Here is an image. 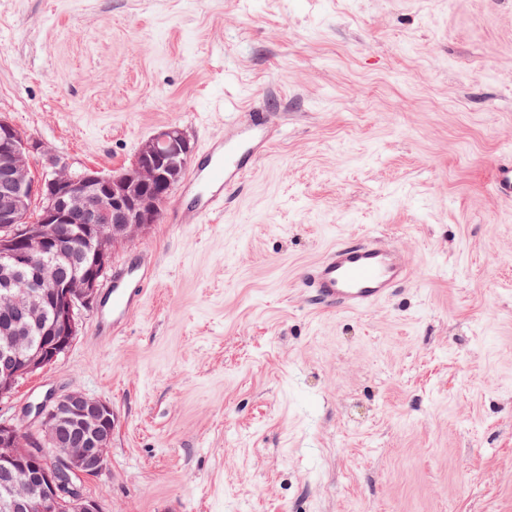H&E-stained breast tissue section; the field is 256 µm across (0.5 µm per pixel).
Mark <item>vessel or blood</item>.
I'll use <instances>...</instances> for the list:
<instances>
[{"label": "vessel or blood", "instance_id": "obj_1", "mask_svg": "<svg viewBox=\"0 0 512 512\" xmlns=\"http://www.w3.org/2000/svg\"><path fill=\"white\" fill-rule=\"evenodd\" d=\"M277 136L269 113L239 112L228 109L224 134L207 140L202 157L190 172L186 189L166 211L170 224H205L224 209L232 195L253 172ZM493 194L512 200V159L496 164ZM156 272L152 253L140 252L133 259L116 265L103 292V305L96 331L115 336L127 325L132 313L141 309L146 286ZM411 269L405 251L383 242L377 235H362L336 242L314 263L306 267L301 286L315 308L362 314L393 297L410 279Z\"/></svg>", "mask_w": 512, "mask_h": 512}]
</instances>
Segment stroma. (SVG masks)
Segmentation results:
<instances>
[{
	"mask_svg": "<svg viewBox=\"0 0 512 512\" xmlns=\"http://www.w3.org/2000/svg\"><path fill=\"white\" fill-rule=\"evenodd\" d=\"M233 104L271 151L214 223L115 245L158 256L143 309L103 339L80 307L0 415L110 403L101 512H512V0H0V116L70 170ZM367 231L409 283L314 309L303 270ZM491 191L502 200H512V159L502 160L494 167Z\"/></svg>",
	"mask_w": 512,
	"mask_h": 512,
	"instance_id": "1",
	"label": "stroma"
}]
</instances>
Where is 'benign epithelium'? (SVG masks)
Segmentation results:
<instances>
[{
  "label": "benign epithelium",
  "mask_w": 512,
  "mask_h": 512,
  "mask_svg": "<svg viewBox=\"0 0 512 512\" xmlns=\"http://www.w3.org/2000/svg\"><path fill=\"white\" fill-rule=\"evenodd\" d=\"M35 150L46 157L38 178L29 164ZM190 153V141L180 130L163 129L141 145L120 173L86 169L74 177L51 150L28 141L0 117V294L14 340L0 349V399L10 394L18 378L66 351L77 332L75 310L95 299L112 244L156 223L163 196L177 184ZM36 197L42 206L40 219L26 224L28 202ZM76 219L81 221L88 261L80 275L65 278L46 266L44 257L73 247L59 225ZM19 269L30 272V287H15ZM47 303L55 309V323L31 346L28 332L41 325ZM34 420L36 430L25 432L21 421L0 418L3 507L7 512H99L81 480L107 467L112 406L71 391L47 396L35 407Z\"/></svg>",
  "instance_id": "1"
}]
</instances>
